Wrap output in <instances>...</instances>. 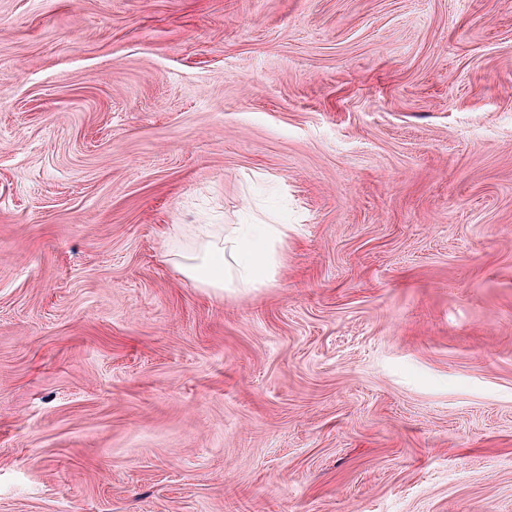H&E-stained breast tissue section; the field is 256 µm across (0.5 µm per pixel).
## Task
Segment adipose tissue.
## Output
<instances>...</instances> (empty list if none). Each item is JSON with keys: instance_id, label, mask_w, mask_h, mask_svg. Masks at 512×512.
Returning a JSON list of instances; mask_svg holds the SVG:
<instances>
[{"instance_id": "obj_1", "label": "adipose tissue", "mask_w": 512, "mask_h": 512, "mask_svg": "<svg viewBox=\"0 0 512 512\" xmlns=\"http://www.w3.org/2000/svg\"><path fill=\"white\" fill-rule=\"evenodd\" d=\"M262 242H255L250 225L233 229L210 224L199 235L196 254L183 252L180 235L170 238L169 255L195 287L214 294L228 288H257L266 284L277 263V249L288 237L284 224L263 227Z\"/></svg>"}]
</instances>
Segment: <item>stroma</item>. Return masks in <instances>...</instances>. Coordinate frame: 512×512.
Here are the masks:
<instances>
[{"label": "stroma", "instance_id": "stroma-1", "mask_svg": "<svg viewBox=\"0 0 512 512\" xmlns=\"http://www.w3.org/2000/svg\"><path fill=\"white\" fill-rule=\"evenodd\" d=\"M0 512H512V0H0ZM262 226V245L254 241L251 226L240 224L224 233V225L203 224L206 228L198 237V252L180 250L181 237H170L168 255L182 275L196 288L214 294H224L226 288H259L266 284L277 263V248L288 238L287 224Z\"/></svg>", "mask_w": 512, "mask_h": 512}]
</instances>
